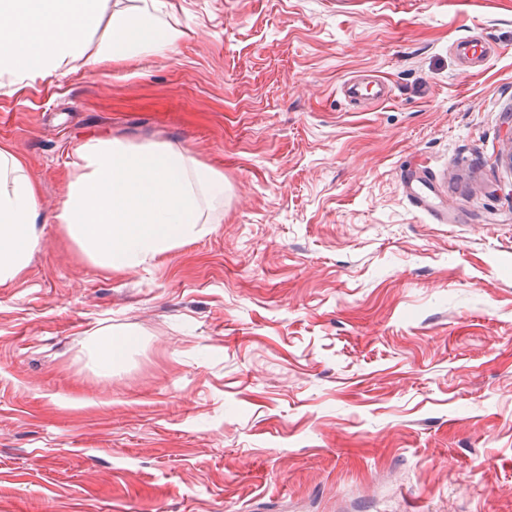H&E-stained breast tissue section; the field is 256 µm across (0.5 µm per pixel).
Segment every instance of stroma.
Returning <instances> with one entry per match:
<instances>
[{
	"instance_id": "obj_1",
	"label": "stroma",
	"mask_w": 512,
	"mask_h": 512,
	"mask_svg": "<svg viewBox=\"0 0 512 512\" xmlns=\"http://www.w3.org/2000/svg\"><path fill=\"white\" fill-rule=\"evenodd\" d=\"M169 3L171 51L0 87L43 217L0 285V512H512V0ZM99 135L220 171L206 233L95 264L53 214ZM109 336L99 343L97 350L98 365L105 373H112V368L122 362L127 349L134 342L131 337L119 339L112 338V334Z\"/></svg>"
}]
</instances>
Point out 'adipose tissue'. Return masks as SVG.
Segmentation results:
<instances>
[{"mask_svg": "<svg viewBox=\"0 0 512 512\" xmlns=\"http://www.w3.org/2000/svg\"><path fill=\"white\" fill-rule=\"evenodd\" d=\"M166 0H0V84L27 86L102 59L171 49L179 29L162 24ZM111 40L93 45L103 20ZM224 177L171 143L138 146L91 137L75 150L65 198L54 215L96 264L134 268L190 242ZM37 184L22 160L0 149V284L42 244Z\"/></svg>", "mask_w": 512, "mask_h": 512, "instance_id": "ef3b65f1", "label": "adipose tissue"}]
</instances>
